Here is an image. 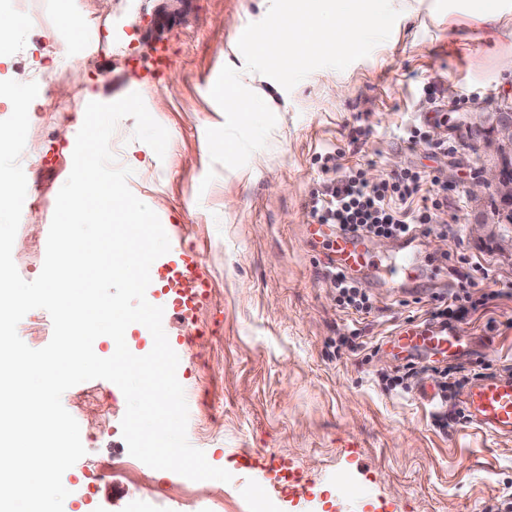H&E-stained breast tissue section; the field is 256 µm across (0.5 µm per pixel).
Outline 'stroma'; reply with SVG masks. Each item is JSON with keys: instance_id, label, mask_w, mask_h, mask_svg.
I'll list each match as a JSON object with an SVG mask.
<instances>
[{"instance_id": "stroma-1", "label": "stroma", "mask_w": 512, "mask_h": 512, "mask_svg": "<svg viewBox=\"0 0 512 512\" xmlns=\"http://www.w3.org/2000/svg\"><path fill=\"white\" fill-rule=\"evenodd\" d=\"M437 20L395 22L390 37L345 70L320 68L292 90L273 79L268 106L240 114L224 109V84L245 61L237 31L263 19L267 0H0V9L32 18L6 36L10 58L0 81L41 80L21 165L27 193L12 256L20 276L42 271L56 197L72 169L76 114L91 88L111 103L139 93L169 133L164 157L135 140L122 118L110 141L117 165L131 168L133 194L167 224L171 247L194 253L208 285L192 323L167 309L158 270L148 301L164 307L163 328L180 362L188 405L187 438L233 480L192 481L132 457L122 437L126 410L110 381L77 384L62 396L77 420L86 454L62 478L63 512H496L512 500V438H491L473 423L438 425L437 401L416 376L409 389L382 377L406 364L389 340L427 320L439 295L498 292L489 315L466 324L471 356L449 360L456 376L472 359L512 372V262L469 235L467 188L486 161L473 146L434 154L403 142L407 126L448 136L428 111L426 90L469 95L467 111L512 100V71L497 68L512 40L448 22V0H432ZM74 12L87 29L76 37L64 21ZM167 54L169 74L151 75ZM234 145L224 155V141ZM338 151L341 167L358 165L384 179L414 167L440 172L451 206L447 247L437 234L418 242L422 256L467 260L474 284L429 276L420 295L394 297L376 288V309L357 316L339 307L325 276L326 251L310 245L311 191L322 179L315 161ZM357 336V350L339 348ZM275 456L300 483L279 488L262 466L244 459Z\"/></svg>"}]
</instances>
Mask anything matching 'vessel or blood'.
Returning a JSON list of instances; mask_svg holds the SVG:
<instances>
[{
  "label": "vessel or blood",
  "instance_id": "obj_1",
  "mask_svg": "<svg viewBox=\"0 0 512 512\" xmlns=\"http://www.w3.org/2000/svg\"><path fill=\"white\" fill-rule=\"evenodd\" d=\"M311 243L327 247L336 268L348 273L373 274L379 267L376 256L370 251L364 237L346 235L323 224L307 227ZM402 282L420 283L423 268L412 244H404L399 270ZM166 280L172 308L178 309L181 317H189L198 307L204 283L200 265L195 256L181 252L178 261L168 268ZM395 346L411 355L423 357L441 352L454 357L468 352L471 337L465 336L456 326L429 322L399 332L394 336ZM461 401L472 421L485 434L494 437L512 436V377L490 374L474 382L462 394Z\"/></svg>",
  "mask_w": 512,
  "mask_h": 512
}]
</instances>
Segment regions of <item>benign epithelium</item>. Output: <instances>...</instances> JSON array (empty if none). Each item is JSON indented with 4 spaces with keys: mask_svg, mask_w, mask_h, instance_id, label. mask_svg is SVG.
Returning a JSON list of instances; mask_svg holds the SVG:
<instances>
[{
    "mask_svg": "<svg viewBox=\"0 0 512 512\" xmlns=\"http://www.w3.org/2000/svg\"><path fill=\"white\" fill-rule=\"evenodd\" d=\"M462 141L482 149L486 163L473 175L474 203L469 235L502 258L512 260V104L487 111L462 112L450 125ZM492 204V213L484 210Z\"/></svg>",
    "mask_w": 512,
    "mask_h": 512,
    "instance_id": "7a95c632",
    "label": "benign epithelium"
}]
</instances>
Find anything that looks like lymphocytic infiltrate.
I'll list each match as a JSON object with an SVG mask.
<instances>
[{"instance_id": "obj_1", "label": "lymphocytic infiltrate", "mask_w": 512, "mask_h": 512, "mask_svg": "<svg viewBox=\"0 0 512 512\" xmlns=\"http://www.w3.org/2000/svg\"><path fill=\"white\" fill-rule=\"evenodd\" d=\"M317 161L324 179L309 200L315 223L386 238L426 236L448 223L447 193L422 192L424 182L440 185L439 176L427 178L421 171L407 168L375 183L361 168L337 170L334 152L318 155ZM325 273L335 285L339 306L360 315L374 310L372 296L354 277L330 266Z\"/></svg>"}]
</instances>
